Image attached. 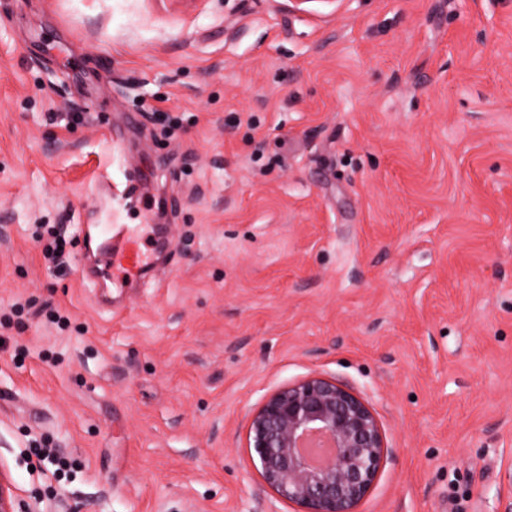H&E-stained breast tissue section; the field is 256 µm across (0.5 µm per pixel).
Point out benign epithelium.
<instances>
[{
  "label": "benign epithelium",
  "instance_id": "benign-epithelium-1",
  "mask_svg": "<svg viewBox=\"0 0 512 512\" xmlns=\"http://www.w3.org/2000/svg\"><path fill=\"white\" fill-rule=\"evenodd\" d=\"M248 432L263 481L300 512H356L387 455L370 404L321 374L270 394L249 415ZM0 512H36L1 468Z\"/></svg>",
  "mask_w": 512,
  "mask_h": 512
}]
</instances>
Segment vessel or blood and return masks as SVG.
Wrapping results in <instances>:
<instances>
[{"instance_id":"b4317fda","label":"vessel or blood","mask_w":512,"mask_h":512,"mask_svg":"<svg viewBox=\"0 0 512 512\" xmlns=\"http://www.w3.org/2000/svg\"><path fill=\"white\" fill-rule=\"evenodd\" d=\"M88 241L96 242L95 265L91 271L99 280L131 274L143 260L134 227L127 224H92L87 230Z\"/></svg>"}]
</instances>
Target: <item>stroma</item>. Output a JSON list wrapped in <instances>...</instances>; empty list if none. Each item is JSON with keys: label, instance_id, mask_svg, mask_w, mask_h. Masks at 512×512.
<instances>
[{"label": "stroma", "instance_id": "35a3bbf8", "mask_svg": "<svg viewBox=\"0 0 512 512\" xmlns=\"http://www.w3.org/2000/svg\"><path fill=\"white\" fill-rule=\"evenodd\" d=\"M87 224L139 225L147 274L92 287ZM313 374L386 436L358 512L512 504V0H0L16 493L294 512L247 419Z\"/></svg>", "mask_w": 512, "mask_h": 512}]
</instances>
